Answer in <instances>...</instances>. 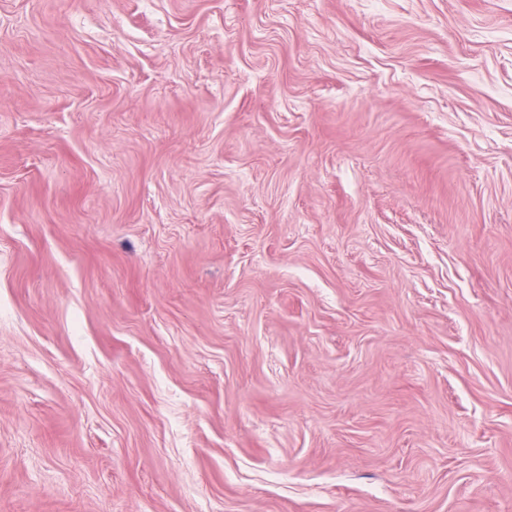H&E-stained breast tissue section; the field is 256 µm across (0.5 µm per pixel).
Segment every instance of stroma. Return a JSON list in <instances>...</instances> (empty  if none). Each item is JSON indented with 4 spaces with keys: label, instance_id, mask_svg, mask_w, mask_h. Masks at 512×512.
<instances>
[{
    "label": "stroma",
    "instance_id": "obj_1",
    "mask_svg": "<svg viewBox=\"0 0 512 512\" xmlns=\"http://www.w3.org/2000/svg\"><path fill=\"white\" fill-rule=\"evenodd\" d=\"M0 512H512V0H0Z\"/></svg>",
    "mask_w": 512,
    "mask_h": 512
}]
</instances>
